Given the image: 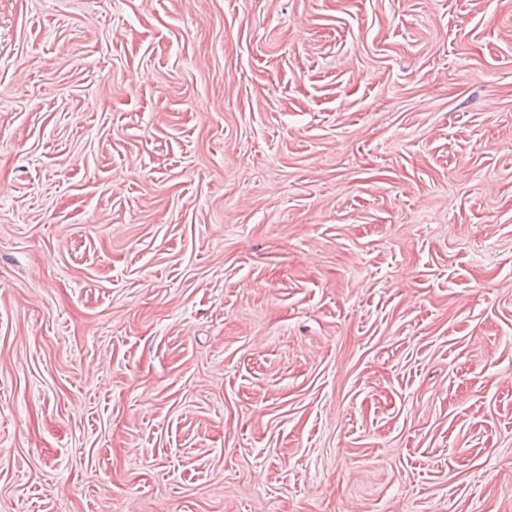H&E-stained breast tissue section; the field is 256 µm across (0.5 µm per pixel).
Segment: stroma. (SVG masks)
Masks as SVG:
<instances>
[{"label":"stroma","instance_id":"stroma-1","mask_svg":"<svg viewBox=\"0 0 512 512\" xmlns=\"http://www.w3.org/2000/svg\"><path fill=\"white\" fill-rule=\"evenodd\" d=\"M0 512H512V0H0Z\"/></svg>","mask_w":512,"mask_h":512}]
</instances>
